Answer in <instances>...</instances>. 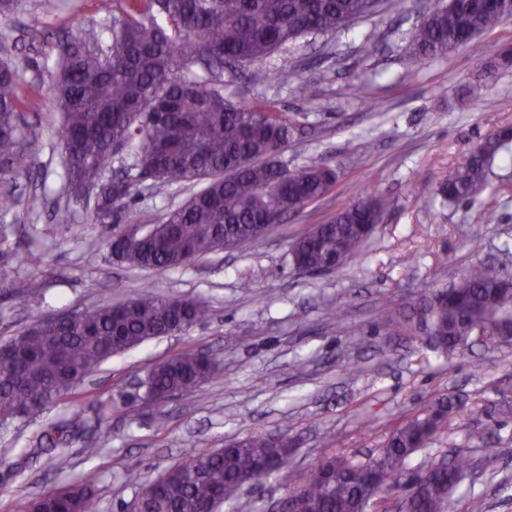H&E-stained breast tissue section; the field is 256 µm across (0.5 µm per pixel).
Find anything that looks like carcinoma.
Wrapping results in <instances>:
<instances>
[{"mask_svg":"<svg viewBox=\"0 0 512 512\" xmlns=\"http://www.w3.org/2000/svg\"><path fill=\"white\" fill-rule=\"evenodd\" d=\"M112 10L109 56L74 38L58 50L51 96L63 114L58 141L64 154L65 188L94 184L92 219L114 225L112 254L131 267L162 274L197 256L243 244L261 225L279 224L289 213L323 197L336 172L309 165L290 170L278 159L288 142V121L265 107L224 97V70L257 63L310 33L345 28L370 14L368 0H101ZM500 0H446L414 30L405 64L447 55L502 21ZM208 74L202 79L197 70ZM18 76L0 59V183L29 171L20 132ZM138 144L130 170L111 179L104 172L112 144ZM512 160V127L480 140L467 163L432 189L450 201L481 193L498 161ZM137 170L132 174L131 170ZM157 192L185 182L200 189L160 222L128 238L123 225L139 222L125 212L135 178ZM391 200L366 196L314 225L291 251L310 273L333 270L355 257L381 224ZM512 318V284L495 266H470L453 287L426 298L433 335L453 353L492 330L489 311ZM194 300L140 294L72 318H37L0 344V423L33 417L73 395L112 355L143 342L189 329L207 316ZM221 368L214 356L188 350L153 367L142 381L154 400L190 397ZM462 402L440 398L421 415L395 423L366 462L330 456L316 462L297 487L303 512H366V490L393 489L411 455L424 448ZM75 416L46 423L37 449L62 448L79 433ZM288 467V448L265 435H250L215 451H201L153 482L141 512H216L239 497L242 480ZM470 459L423 464L411 477L407 512H449L450 499ZM98 474L29 500L26 512H95Z\"/></svg>","mask_w":512,"mask_h":512,"instance_id":"obj_1","label":"carcinoma"}]
</instances>
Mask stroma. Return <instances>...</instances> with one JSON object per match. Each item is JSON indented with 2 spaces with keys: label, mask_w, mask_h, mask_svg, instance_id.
<instances>
[{
  "label": "stroma",
  "mask_w": 512,
  "mask_h": 512,
  "mask_svg": "<svg viewBox=\"0 0 512 512\" xmlns=\"http://www.w3.org/2000/svg\"><path fill=\"white\" fill-rule=\"evenodd\" d=\"M436 0H387L382 12L328 35L298 39L261 63L224 74V95L264 103L294 127L280 158L288 169H335L331 191L265 236L233 250L212 252L156 274L126 267L111 255L110 226L91 220L89 208L64 191L56 130L62 114L49 95L56 47L83 36L107 47L111 12L100 0H21L0 16V58L18 71L22 128L31 153L27 175L13 191L19 203L0 209L8 238L0 261L9 272L0 285V340L36 318L118 303L141 293L205 302L208 316L189 330L149 340L101 364L69 399L0 431V512H24L28 498L99 473L97 512H121L141 488L198 452L252 434L291 441L290 465L280 475L242 489V501L264 512L269 501L299 485L326 456L365 459L391 426L440 397H459L463 413L449 417L416 468L445 454L463 453L474 468L454 492L450 512H470L482 497L486 512H512V459L491 460L489 448L512 447V415L494 403L512 400V344L474 343L448 353L437 348L413 307L421 293L447 288L469 266L501 265L512 275V166L493 168L484 191L448 203L421 196L416 185L437 186L465 163L475 145L498 126L512 125V70L483 73L512 47V19L483 33L481 56L463 47L403 64L413 29ZM301 70L309 89L283 76ZM360 87L358 97L345 93ZM197 186L154 193L136 184L128 201L138 221L153 224L181 205ZM392 198L394 205L359 255L342 268L298 272L292 243L351 205L357 194ZM43 197L27 211L23 201ZM69 204L74 224H54L52 210ZM43 280L31 302L17 289ZM410 316V327L386 335L388 310ZM216 355L220 375L192 398L156 406L135 400L136 387L158 363L186 350ZM79 416L82 437L62 458L33 455L46 420ZM109 441L94 457L84 453L96 430Z\"/></svg>",
  "instance_id": "1"
}]
</instances>
